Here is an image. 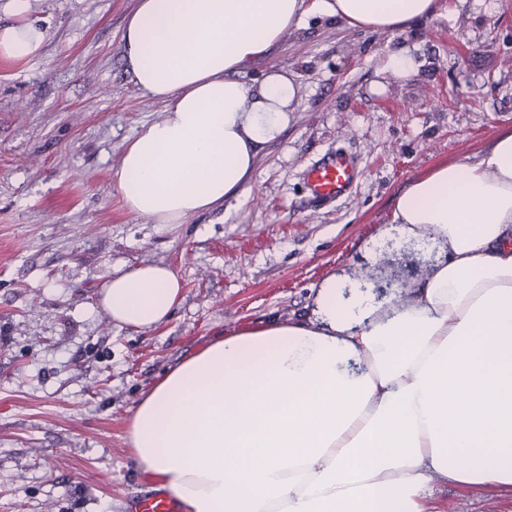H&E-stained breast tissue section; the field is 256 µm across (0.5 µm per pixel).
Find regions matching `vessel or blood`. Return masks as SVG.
<instances>
[{
	"label": "vessel or blood",
	"instance_id": "obj_1",
	"mask_svg": "<svg viewBox=\"0 0 512 512\" xmlns=\"http://www.w3.org/2000/svg\"><path fill=\"white\" fill-rule=\"evenodd\" d=\"M358 180V168L352 157L341 151L330 153L307 173L306 185L311 199L326 204L347 196ZM131 512H174V505L166 496L157 493L136 499Z\"/></svg>",
	"mask_w": 512,
	"mask_h": 512
}]
</instances>
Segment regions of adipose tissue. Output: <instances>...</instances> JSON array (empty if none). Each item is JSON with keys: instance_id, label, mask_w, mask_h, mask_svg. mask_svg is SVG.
<instances>
[{"instance_id": "ef3b65f1", "label": "adipose tissue", "mask_w": 512, "mask_h": 512, "mask_svg": "<svg viewBox=\"0 0 512 512\" xmlns=\"http://www.w3.org/2000/svg\"><path fill=\"white\" fill-rule=\"evenodd\" d=\"M0 58L37 56L30 0L0 6ZM438 0H135L121 41L131 81L163 103L128 140L112 185L147 224H181L246 189L299 86L246 73L309 19L384 34ZM426 229V277L381 302L327 277L312 315L216 337L166 370L127 422L136 467L185 512H438L434 483L512 489V134L443 164L397 199L388 238ZM171 266L110 278L116 326L166 323Z\"/></svg>"}]
</instances>
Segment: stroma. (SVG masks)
Returning a JSON list of instances; mask_svg holds the SVG:
<instances>
[{
    "label": "stroma",
    "mask_w": 512,
    "mask_h": 512,
    "mask_svg": "<svg viewBox=\"0 0 512 512\" xmlns=\"http://www.w3.org/2000/svg\"><path fill=\"white\" fill-rule=\"evenodd\" d=\"M133 0H31L41 55L0 59V512H128L154 490L126 423L141 393L234 329L310 316L329 275L377 300L425 277V230L372 241L397 197L436 166L512 131V0H440L393 34L311 22L248 72L295 74L301 91L247 191L182 224H145L112 185L124 146L163 105L125 70ZM409 49L406 78L385 71ZM343 151L353 192L319 206L308 170ZM171 265L184 298L164 325L134 331L96 305L116 271ZM441 512H512V491L435 483Z\"/></svg>",
    "instance_id": "obj_1"
}]
</instances>
